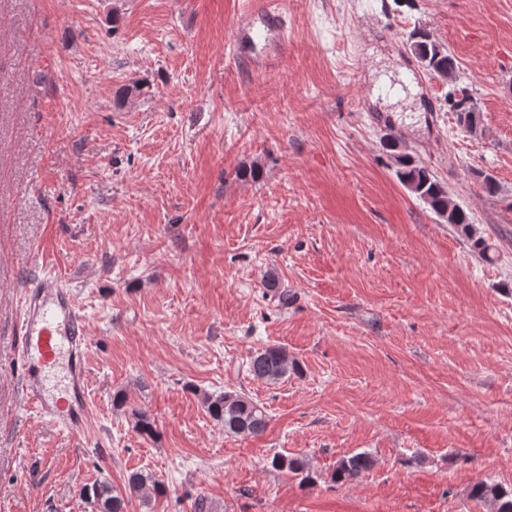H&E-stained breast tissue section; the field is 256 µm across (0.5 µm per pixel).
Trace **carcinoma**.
Instances as JSON below:
<instances>
[{
  "instance_id": "carcinoma-1",
  "label": "carcinoma",
  "mask_w": 512,
  "mask_h": 512,
  "mask_svg": "<svg viewBox=\"0 0 512 512\" xmlns=\"http://www.w3.org/2000/svg\"><path fill=\"white\" fill-rule=\"evenodd\" d=\"M408 42L417 62L432 77L443 81L457 80L456 59L429 30L418 28L410 32ZM448 101L459 127L473 134L482 132L476 102L467 89H453L448 93ZM383 145L394 162V173L398 181L465 238L474 253L486 259L490 258L493 245L479 234L464 208L452 203L448 197V189L435 173L413 156L405 143L398 138L387 137ZM471 175L480 180L487 195L495 196L499 193V184L492 174L473 170ZM299 369L298 361L290 357L286 349L276 345L254 351L248 362V370L253 379L265 383H277ZM204 403L210 415L224 424V432L228 434L259 436L268 426L269 415L266 408L245 394L225 392L215 397L206 395ZM270 464L276 470H286L299 477L302 484L313 481L308 459L302 456L275 454ZM373 464V458L366 452L344 457L336 463L331 480L346 482L356 479ZM128 489L142 495L146 501L156 495L165 494L164 488L158 482L142 472L129 475ZM90 493L98 512H123L125 500L110 484H97L91 488ZM470 496L488 505L491 512H512V487H506L499 482L481 479L473 484Z\"/></svg>"
}]
</instances>
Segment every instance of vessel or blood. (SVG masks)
Wrapping results in <instances>:
<instances>
[{
	"label": "vessel or blood",
	"instance_id": "vessel-or-blood-1",
	"mask_svg": "<svg viewBox=\"0 0 512 512\" xmlns=\"http://www.w3.org/2000/svg\"><path fill=\"white\" fill-rule=\"evenodd\" d=\"M286 32L284 10L263 0L251 21L237 29L233 52L251 69L265 71L283 54ZM22 330L19 360L23 394L41 416L72 435H82L86 421L84 368L88 336L85 319L66 282L45 275L29 285ZM62 355L67 358V382L60 392L51 393L47 380Z\"/></svg>",
	"mask_w": 512,
	"mask_h": 512
}]
</instances>
